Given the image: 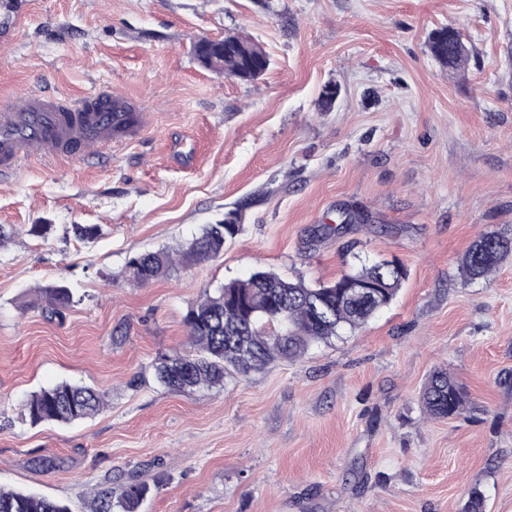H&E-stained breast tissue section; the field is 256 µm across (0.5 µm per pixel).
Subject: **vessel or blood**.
<instances>
[{
    "label": "vessel or blood",
    "instance_id": "vessel-or-blood-1",
    "mask_svg": "<svg viewBox=\"0 0 512 512\" xmlns=\"http://www.w3.org/2000/svg\"><path fill=\"white\" fill-rule=\"evenodd\" d=\"M139 114L112 108V96L80 99L39 92L0 100V178L11 177L35 148L76 152L85 161L105 157L117 127L137 128Z\"/></svg>",
    "mask_w": 512,
    "mask_h": 512
}]
</instances>
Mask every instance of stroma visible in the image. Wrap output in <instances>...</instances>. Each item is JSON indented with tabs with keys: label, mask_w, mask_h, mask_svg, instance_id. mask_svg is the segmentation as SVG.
Segmentation results:
<instances>
[{
	"label": "stroma",
	"mask_w": 512,
	"mask_h": 512,
	"mask_svg": "<svg viewBox=\"0 0 512 512\" xmlns=\"http://www.w3.org/2000/svg\"><path fill=\"white\" fill-rule=\"evenodd\" d=\"M11 2L0 97L108 91L143 126L103 162L38 148L0 181V489L72 512L133 480L149 486L140 512H461L476 489L485 512H512V256L460 273L480 233L512 231V0ZM444 26L470 51L453 72L427 47ZM229 31L269 54L256 82L194 59ZM235 209L242 230L215 259L126 276L132 254L178 250ZM345 213L361 223L332 232ZM360 257L408 270L362 329L209 390L156 383L205 292L259 269L327 284ZM52 284L73 293L53 319ZM440 367L470 402L430 420L420 392ZM62 381L104 407L21 418Z\"/></svg>",
	"instance_id": "1"
}]
</instances>
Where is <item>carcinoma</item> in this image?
I'll return each instance as SVG.
<instances>
[{
	"label": "carcinoma",
	"instance_id": "carcinoma-1",
	"mask_svg": "<svg viewBox=\"0 0 512 512\" xmlns=\"http://www.w3.org/2000/svg\"><path fill=\"white\" fill-rule=\"evenodd\" d=\"M433 58L442 66L457 68L466 59L465 43L451 35L446 26L433 32L428 41ZM202 65L243 83L256 81L270 66L263 47L235 33L212 45L211 59L205 60L193 47ZM241 230L236 224H209L181 251L184 263H199L217 257L227 239ZM512 255V233L487 230L466 251L462 260L465 277L486 276L501 260ZM176 266L167 250L132 255L125 266L129 279L137 283L166 277ZM407 269L397 261L364 265L344 273L330 285L311 287L303 280H290L267 270H257L246 279L233 280L191 308L185 316L190 350L159 357L154 365L158 383L169 391L186 392L224 385L231 375L246 377L264 369L276 359L293 360L318 342L327 343L345 330L363 327L394 299ZM375 286V297L355 300L351 285ZM44 312L61 317L73 301L65 285L44 288ZM424 413L431 419L459 415L466 409L468 395L444 368L434 370L420 394ZM102 394L96 389L61 382L33 393L24 403L31 423L68 424L95 415ZM149 486L130 482L118 495L104 490L95 512H136ZM0 512H71L62 503L21 491H0Z\"/></svg>",
	"mask_w": 512,
	"mask_h": 512
}]
</instances>
